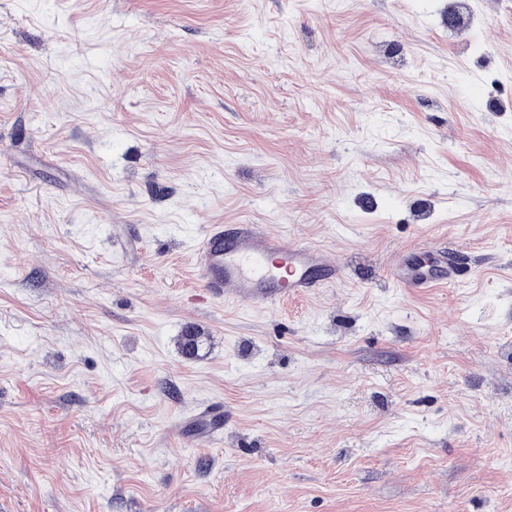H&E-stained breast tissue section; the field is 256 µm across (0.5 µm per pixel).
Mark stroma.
<instances>
[{
  "label": "stroma",
  "instance_id": "1",
  "mask_svg": "<svg viewBox=\"0 0 512 512\" xmlns=\"http://www.w3.org/2000/svg\"><path fill=\"white\" fill-rule=\"evenodd\" d=\"M467 4L0 0V512H512V0ZM210 224L341 275L210 299ZM440 253V264L426 265L422 263L418 252H411L407 257V265L410 266L411 273L404 276L394 273L393 277L405 288L415 289L434 288L447 280L459 277L464 271L462 265L446 249L441 250ZM181 432L205 444L218 440L224 434V405L213 402L198 407L187 417Z\"/></svg>",
  "mask_w": 512,
  "mask_h": 512
}]
</instances>
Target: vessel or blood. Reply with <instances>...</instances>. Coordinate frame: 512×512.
Instances as JSON below:
<instances>
[{
  "label": "vessel or blood",
  "instance_id": "b4317fda",
  "mask_svg": "<svg viewBox=\"0 0 512 512\" xmlns=\"http://www.w3.org/2000/svg\"><path fill=\"white\" fill-rule=\"evenodd\" d=\"M411 271L401 276L404 287L429 289L459 277L462 265L454 256L440 264L422 263L410 253ZM196 267L202 287L216 300L246 301L269 306L336 280L341 269L320 248L292 242L252 224H213L203 234ZM183 434L208 444L224 433V407L213 402L188 416Z\"/></svg>",
  "mask_w": 512,
  "mask_h": 512
}]
</instances>
